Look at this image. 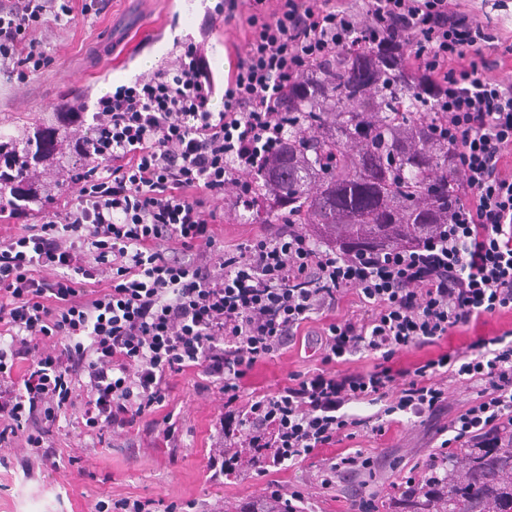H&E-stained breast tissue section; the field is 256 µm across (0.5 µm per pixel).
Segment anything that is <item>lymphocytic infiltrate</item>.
I'll return each instance as SVG.
<instances>
[{
  "mask_svg": "<svg viewBox=\"0 0 512 512\" xmlns=\"http://www.w3.org/2000/svg\"><path fill=\"white\" fill-rule=\"evenodd\" d=\"M104 0H0V69L17 77L49 60L37 29L47 19L102 10ZM244 19L246 55L217 78L207 39L217 20ZM200 41L176 64L98 98L96 165L75 173V197L58 205L43 185L34 207L0 196V217L27 232L0 240V449H30L58 467L56 428L80 408L84 435L153 428L174 378L200 376L224 410L209 457L215 474L298 464L367 428L384 435L397 413L439 418L443 449L406 477L411 493L444 480L451 448L512 447V341L480 336L441 344L483 316L512 311V85L493 67L447 69L464 46L486 41L471 0H217ZM422 82L448 114L466 193L444 234L413 247L356 253L320 247L298 224L227 245L210 209L226 188L263 206L249 174L280 154L294 79L357 39ZM422 38L421 56L401 54ZM222 110H214V100ZM355 298L357 311L327 319L317 368L242 400L244 378L280 355L300 327ZM439 347L408 366L401 354ZM373 355L370 369L338 359ZM471 398L446 412L448 384ZM352 402L370 417L343 413Z\"/></svg>",
  "mask_w": 512,
  "mask_h": 512,
  "instance_id": "obj_1",
  "label": "lymphocytic infiltrate"
}]
</instances>
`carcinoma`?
Wrapping results in <instances>:
<instances>
[{"label":"carcinoma","instance_id":"carcinoma-1","mask_svg":"<svg viewBox=\"0 0 512 512\" xmlns=\"http://www.w3.org/2000/svg\"><path fill=\"white\" fill-rule=\"evenodd\" d=\"M295 82L287 146L255 171L264 198L337 245L383 249L439 236L460 201L456 144L427 91L358 42ZM8 144L12 157L37 159L54 139L38 128ZM243 512L288 509L270 497ZM406 512H512V447L457 451L451 480L408 500Z\"/></svg>","mask_w":512,"mask_h":512}]
</instances>
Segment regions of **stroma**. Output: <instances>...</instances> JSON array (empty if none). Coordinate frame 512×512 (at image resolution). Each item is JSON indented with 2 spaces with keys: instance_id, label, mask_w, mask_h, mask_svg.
Returning <instances> with one entry per match:
<instances>
[{
  "instance_id": "35a3bbf8",
  "label": "stroma",
  "mask_w": 512,
  "mask_h": 512,
  "mask_svg": "<svg viewBox=\"0 0 512 512\" xmlns=\"http://www.w3.org/2000/svg\"><path fill=\"white\" fill-rule=\"evenodd\" d=\"M216 0H107L97 14L75 15L72 20L47 21L37 31L50 64L17 79L0 70V134L23 136L36 126H56V112L97 99L117 86L171 64L186 46L199 38V27ZM498 40L482 52L496 64L497 78L512 84V9L491 14ZM242 31L216 26L207 57L216 76L228 68V55L245 51ZM279 216L261 209L236 207L232 195L224 197L225 244L241 242L266 232ZM323 323H306L295 345L273 361L260 364L245 380V394L275 390L289 373L317 365L316 338ZM196 377L179 376L171 397L178 430L171 441L162 437H113L104 447L81 436L77 414L61 419L58 444L74 449L77 463L56 472L34 465L24 473L25 448H9L11 466L0 467V512H94L97 501L133 496L154 503L164 512L171 503L197 501L201 512H243L244 507L267 497L270 485L283 494L301 490L307 512H347L349 498L360 480L340 475L331 488H323L314 466L271 468L265 476L245 471L208 479V455L214 441L221 404L215 395L198 393ZM440 441L434 424L403 422L383 437L357 436L350 446L377 456L381 465L368 479L378 495L379 512H401L400 488L409 469L424 461Z\"/></svg>"
}]
</instances>
